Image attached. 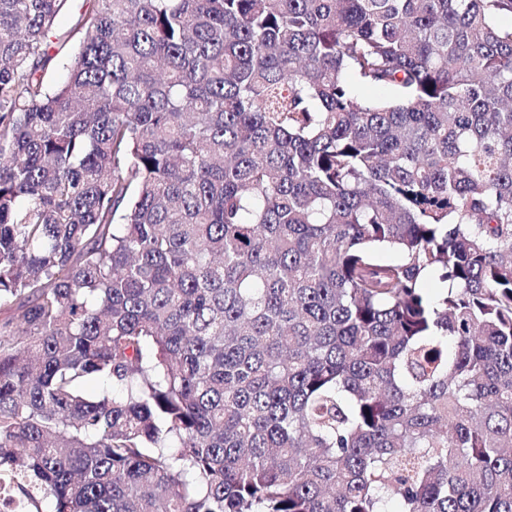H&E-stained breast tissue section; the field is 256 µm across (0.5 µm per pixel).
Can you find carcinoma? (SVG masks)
Segmentation results:
<instances>
[{"mask_svg": "<svg viewBox=\"0 0 512 512\" xmlns=\"http://www.w3.org/2000/svg\"><path fill=\"white\" fill-rule=\"evenodd\" d=\"M66 2L0 0V468L512 512V0Z\"/></svg>", "mask_w": 512, "mask_h": 512, "instance_id": "1", "label": "carcinoma"}]
</instances>
